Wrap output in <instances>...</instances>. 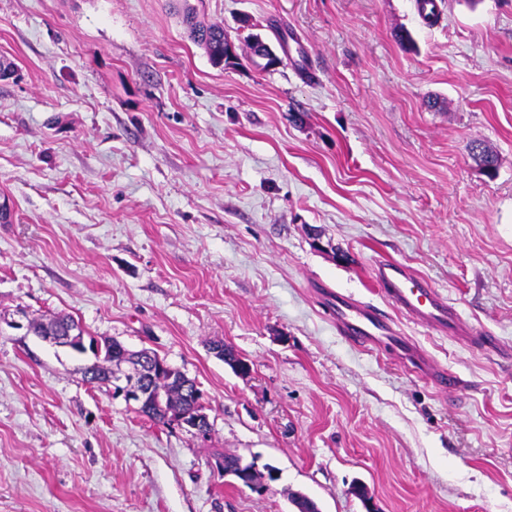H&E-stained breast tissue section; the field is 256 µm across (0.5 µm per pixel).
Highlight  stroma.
<instances>
[{"label": "stroma", "instance_id": "stroma-1", "mask_svg": "<svg viewBox=\"0 0 512 512\" xmlns=\"http://www.w3.org/2000/svg\"><path fill=\"white\" fill-rule=\"evenodd\" d=\"M434 3L0 0V512H293L296 491L365 512L357 482L379 512H512V362L397 316L467 383L442 393L314 293L382 305L391 258L512 343V0ZM187 9L238 64H211ZM21 307L73 316L88 349ZM107 339L195 379L209 436L86 383ZM220 454L274 476L235 485ZM34 333L37 336H45L46 341H49L51 343L57 344L59 346H69L71 342L72 344L70 347L77 350V351H84V346L82 339L78 341V338L75 336H71V332L68 333L67 336H47L46 332L49 329L53 328H59V329H70L75 328L78 331L77 336H84V331L80 327L79 323L70 315H62L57 314L53 315L49 318L32 322L31 325ZM78 341V342H77ZM77 342V343H75Z\"/></svg>", "mask_w": 512, "mask_h": 512}]
</instances>
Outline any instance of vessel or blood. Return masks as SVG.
Segmentation results:
<instances>
[{
    "label": "vessel or blood",
    "mask_w": 512,
    "mask_h": 512,
    "mask_svg": "<svg viewBox=\"0 0 512 512\" xmlns=\"http://www.w3.org/2000/svg\"><path fill=\"white\" fill-rule=\"evenodd\" d=\"M373 278L380 294L400 314L468 346L507 355L508 349L498 337L475 335L461 321L453 303L427 279L414 276L405 265L378 261ZM320 294L337 331L352 344L397 353L438 390L453 393L463 387L458 375L436 364L421 346L403 336L378 307L326 285L321 286Z\"/></svg>",
    "instance_id": "obj_1"
}]
</instances>
